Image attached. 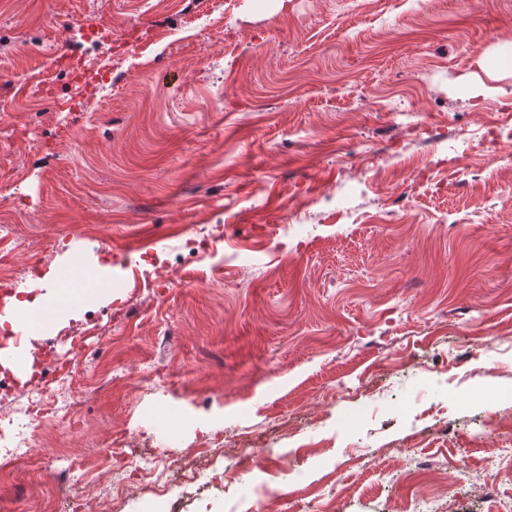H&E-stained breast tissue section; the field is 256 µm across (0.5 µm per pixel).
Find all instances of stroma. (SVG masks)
Wrapping results in <instances>:
<instances>
[{
	"mask_svg": "<svg viewBox=\"0 0 512 512\" xmlns=\"http://www.w3.org/2000/svg\"><path fill=\"white\" fill-rule=\"evenodd\" d=\"M480 54L512 67V0H0V307L78 254L112 287L31 338L69 370L50 393L0 369L30 440L13 512H48L72 452L93 512H168L113 498L112 438L181 458L217 431L181 512H497L475 488L512 448V158L482 144L512 77ZM37 403L72 424L31 437ZM243 441L271 451L245 478Z\"/></svg>",
	"mask_w": 512,
	"mask_h": 512,
	"instance_id": "stroma-1",
	"label": "stroma"
}]
</instances>
